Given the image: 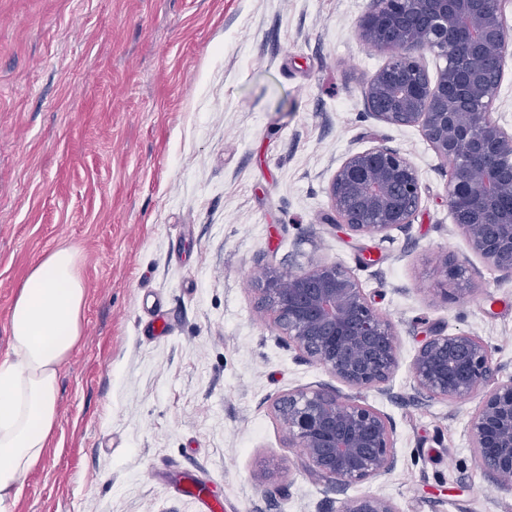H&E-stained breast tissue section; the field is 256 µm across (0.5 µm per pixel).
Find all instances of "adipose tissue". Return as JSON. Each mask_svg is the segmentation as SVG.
Wrapping results in <instances>:
<instances>
[{"instance_id":"ef3b65f1","label":"adipose tissue","mask_w":512,"mask_h":512,"mask_svg":"<svg viewBox=\"0 0 512 512\" xmlns=\"http://www.w3.org/2000/svg\"><path fill=\"white\" fill-rule=\"evenodd\" d=\"M82 260L73 244L50 251L10 309L9 352L0 358V512L16 503L59 426L62 369L83 337Z\"/></svg>"}]
</instances>
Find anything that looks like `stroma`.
Listing matches in <instances>:
<instances>
[{"mask_svg": "<svg viewBox=\"0 0 512 512\" xmlns=\"http://www.w3.org/2000/svg\"><path fill=\"white\" fill-rule=\"evenodd\" d=\"M369 0H0V356L30 268L83 252L84 340L64 367L61 420L11 512H512L467 422L477 399L429 400L410 363L432 332L482 337L512 377V279L448 209L450 168L420 127L368 110L389 54L366 45ZM418 168L421 204L389 238L336 224L341 160L375 146ZM452 257L459 276L442 264ZM347 268L396 327L401 362L363 391L388 415L396 464L339 491L288 445L275 410L343 390L259 308L266 270ZM167 335L149 329L156 314ZM345 512H399L389 500L366 495L351 501Z\"/></svg>", "mask_w": 512, "mask_h": 512, "instance_id": "1", "label": "stroma"}]
</instances>
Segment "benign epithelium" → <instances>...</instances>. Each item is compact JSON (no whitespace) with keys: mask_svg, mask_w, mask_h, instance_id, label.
Here are the masks:
<instances>
[{"mask_svg":"<svg viewBox=\"0 0 512 512\" xmlns=\"http://www.w3.org/2000/svg\"><path fill=\"white\" fill-rule=\"evenodd\" d=\"M505 0H370L359 23L362 41L391 53L365 83L364 99L380 121L420 126L438 158L450 165L448 208L472 249L512 278V131L495 117L512 38L502 20ZM445 65L430 76L426 53ZM474 170L484 171L479 182ZM336 223L356 235L386 237L412 222L421 202L416 166L399 151L376 146L351 153L329 187ZM260 307L307 361L326 368L356 395L319 388L283 396L275 409L288 444L307 466L345 489L396 463L388 416L361 400L383 389L400 365L398 333L343 266L265 271ZM415 389L430 399L480 395L467 425L473 453L495 476L512 474V378L500 371L484 340L436 332L413 356ZM345 512H398L373 495Z\"/></svg>","mask_w":512,"mask_h":512,"instance_id":"1","label":"benign epithelium"}]
</instances>
